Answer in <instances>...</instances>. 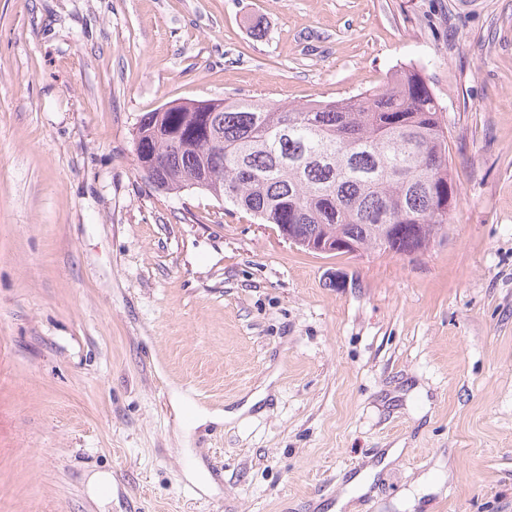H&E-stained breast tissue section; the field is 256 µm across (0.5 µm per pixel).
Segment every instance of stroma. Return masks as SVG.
<instances>
[{
    "label": "stroma",
    "instance_id": "obj_1",
    "mask_svg": "<svg viewBox=\"0 0 512 512\" xmlns=\"http://www.w3.org/2000/svg\"><path fill=\"white\" fill-rule=\"evenodd\" d=\"M406 65L458 191L416 257L308 251L136 170L168 102ZM94 470L111 512H512V0H0V512H98ZM88 497L104 511L112 501V474L109 471L96 470L92 472L86 481Z\"/></svg>",
    "mask_w": 512,
    "mask_h": 512
}]
</instances>
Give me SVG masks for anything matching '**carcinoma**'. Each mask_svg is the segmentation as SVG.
Segmentation results:
<instances>
[{
  "label": "carcinoma",
  "mask_w": 512,
  "mask_h": 512,
  "mask_svg": "<svg viewBox=\"0 0 512 512\" xmlns=\"http://www.w3.org/2000/svg\"><path fill=\"white\" fill-rule=\"evenodd\" d=\"M444 111L415 69L306 106L173 101L137 127V170L167 193L204 190L306 250L340 238L423 251L443 240L457 202Z\"/></svg>",
  "instance_id": "carcinoma-1"
}]
</instances>
